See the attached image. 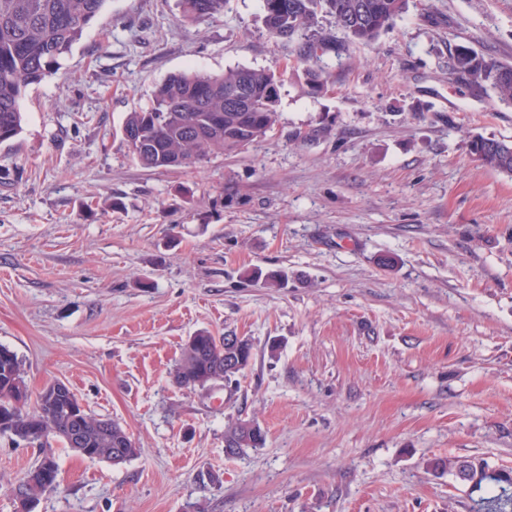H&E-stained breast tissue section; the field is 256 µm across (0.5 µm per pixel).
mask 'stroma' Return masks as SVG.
<instances>
[{
	"instance_id": "stroma-1",
	"label": "stroma",
	"mask_w": 512,
	"mask_h": 512,
	"mask_svg": "<svg viewBox=\"0 0 512 512\" xmlns=\"http://www.w3.org/2000/svg\"><path fill=\"white\" fill-rule=\"evenodd\" d=\"M460 45L512 64V0H409L374 43L306 61L261 0L194 23L178 0H108L27 87L0 143V344L30 394L66 383L140 450L53 442L61 486L35 512H473L427 460L512 476V176L465 145L512 140V104L457 79ZM238 66L284 74L266 138L191 168L132 159L119 128L158 84ZM201 330L252 341L235 389L174 383ZM238 420L266 443L229 458ZM38 455L0 436V512Z\"/></svg>"
}]
</instances>
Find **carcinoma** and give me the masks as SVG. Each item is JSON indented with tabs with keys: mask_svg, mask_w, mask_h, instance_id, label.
I'll return each mask as SVG.
<instances>
[{
	"mask_svg": "<svg viewBox=\"0 0 512 512\" xmlns=\"http://www.w3.org/2000/svg\"><path fill=\"white\" fill-rule=\"evenodd\" d=\"M108 0H0V135L11 140L22 130L21 97L24 89L41 82L59 59L68 54L85 28L104 9ZM264 22L276 38L301 40L305 58L317 51H339V41L316 29L318 12L336 19L344 38L370 44L394 19L405 12L407 0H262ZM181 17L187 22L224 13V0H180ZM454 71H468L474 88H491L497 97L512 103V65L488 60L467 47L452 56ZM281 79L272 71L247 67L229 68L222 74L181 73L159 84L149 103L127 113L121 134L133 159L146 169L194 166L213 153L234 154L265 137L277 124ZM468 151L485 167L512 174V140L474 138ZM197 342L184 345L175 371L176 383L191 391L213 374H224L229 384L243 373L252 359L253 344L236 337L208 331L196 335ZM22 361L0 345V416L9 424L0 434L17 441L29 439L32 424ZM79 406L73 391L66 388L39 403L40 423L51 439L74 452L94 448L98 460L121 463L140 453L135 441L118 422ZM79 435L78 444L72 436ZM266 442L265 431L256 422L241 421L224 431V449L240 456ZM57 464L53 453L42 455L22 480L28 497L44 493L41 466ZM433 472L448 473L461 483L478 484L483 479L498 481L468 460L433 459L426 463ZM475 512H512V489L502 487L480 498Z\"/></svg>",
	"mask_w": 512,
	"mask_h": 512,
	"instance_id": "1",
	"label": "carcinoma"
}]
</instances>
